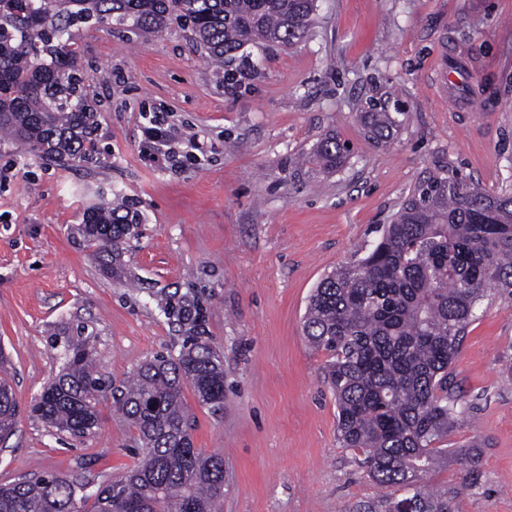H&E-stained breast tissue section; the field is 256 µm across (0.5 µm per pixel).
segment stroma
I'll return each instance as SVG.
<instances>
[{
	"label": "stroma",
	"instance_id": "35a3bbf8",
	"mask_svg": "<svg viewBox=\"0 0 512 512\" xmlns=\"http://www.w3.org/2000/svg\"><path fill=\"white\" fill-rule=\"evenodd\" d=\"M317 17L294 48L250 47L259 72L235 91L190 30L137 39L90 29L78 58L98 81V163L0 146V375L20 409L0 441V484L46 474L100 484L141 457L111 395L83 440L29 415L62 368L64 336L83 331L117 388L145 359L178 355L193 332L224 360L221 408L183 389L196 448L224 458V512H350L395 495L340 447L327 357L308 345L302 318L323 274L365 253L424 170L512 188V0H318ZM388 96L406 115L381 146L357 113ZM156 115L173 136L167 157L147 146ZM329 133L351 147L343 169L298 166ZM112 192L141 213L115 274L70 233ZM163 293L194 298L201 325L172 324ZM450 381L467 412L425 481L447 489L455 512H512L511 295L483 301ZM463 445L467 467L455 456Z\"/></svg>",
	"mask_w": 512,
	"mask_h": 512
}]
</instances>
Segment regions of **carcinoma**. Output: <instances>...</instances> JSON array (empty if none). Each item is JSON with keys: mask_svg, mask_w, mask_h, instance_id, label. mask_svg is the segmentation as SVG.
Segmentation results:
<instances>
[{"mask_svg": "<svg viewBox=\"0 0 512 512\" xmlns=\"http://www.w3.org/2000/svg\"><path fill=\"white\" fill-rule=\"evenodd\" d=\"M316 20L317 0H0V142L55 162H97V99L76 47L82 25L105 21L135 35L184 25L223 70L224 84L240 88L258 74L246 46L293 48ZM401 115L397 101L370 100L361 113L367 139L390 142ZM348 152L327 135L306 158L332 173ZM138 224L131 200L119 196L87 208L76 232L95 262L114 273ZM492 288L512 289V191L491 193L446 168L413 185L362 257L317 283L303 334L327 356L338 441L363 454L369 478L404 491L360 502L352 512H453L448 492L419 480L448 454V429L466 413L450 391V369ZM158 307L193 329L202 318L187 299L166 297ZM64 355L30 413L87 438L98 427L108 386L87 339L65 337ZM187 383L200 404H224L223 360L196 336L175 358L144 361L114 398L115 410L138 432L136 466L91 494L89 482L67 474L21 478L0 486V512H222L224 458L194 446L183 404ZM19 413L1 378L0 440Z\"/></svg>", "mask_w": 512, "mask_h": 512, "instance_id": "1", "label": "carcinoma"}]
</instances>
